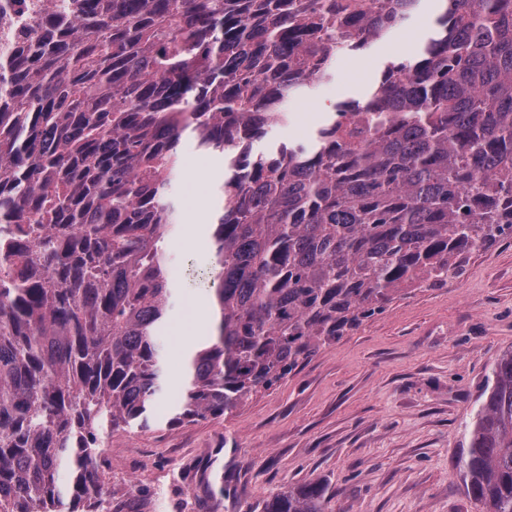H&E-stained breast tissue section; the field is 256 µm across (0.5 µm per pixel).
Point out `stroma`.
I'll return each instance as SVG.
<instances>
[{
	"label": "stroma",
	"mask_w": 512,
	"mask_h": 512,
	"mask_svg": "<svg viewBox=\"0 0 512 512\" xmlns=\"http://www.w3.org/2000/svg\"><path fill=\"white\" fill-rule=\"evenodd\" d=\"M435 0H421L405 24L366 48L346 51L335 77L289 100L284 120L253 141L259 155L307 140L337 102L364 100L386 61L416 56ZM223 172L216 154L184 136L172 185L181 222L166 242L177 288L164 326L167 348L189 330L190 299L211 295L212 250L191 249L198 203ZM512 349V240L473 254L461 274L436 288H412L383 313L232 414L167 427L179 398L178 373L149 428L112 433L110 483L139 489L149 512H176L200 490L202 473L236 489V501L268 500L285 487L318 481L335 492L336 512H475L456 470L491 365Z\"/></svg>",
	"instance_id": "obj_1"
}]
</instances>
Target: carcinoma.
<instances>
[{
	"label": "carcinoma",
	"mask_w": 512,
	"mask_h": 512,
	"mask_svg": "<svg viewBox=\"0 0 512 512\" xmlns=\"http://www.w3.org/2000/svg\"><path fill=\"white\" fill-rule=\"evenodd\" d=\"M420 0H37L0 54V512H126L101 433L148 427L169 386L164 240L183 133L226 161L212 333L170 427L284 381L407 288L512 239V0H441L305 143L250 159L300 87ZM458 459L477 512H512V349ZM65 468L69 480L58 481ZM225 487L205 481L197 512ZM318 482L245 512H332Z\"/></svg>",
	"instance_id": "carcinoma-1"
}]
</instances>
